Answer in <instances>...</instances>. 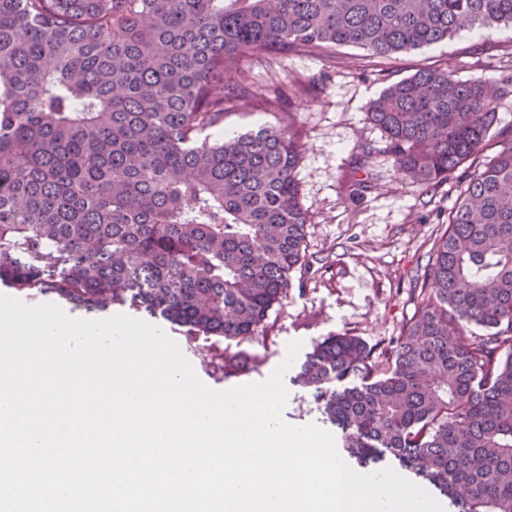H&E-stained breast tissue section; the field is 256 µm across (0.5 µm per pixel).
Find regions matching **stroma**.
Here are the masks:
<instances>
[{"instance_id":"stroma-1","label":"stroma","mask_w":512,"mask_h":512,"mask_svg":"<svg viewBox=\"0 0 512 512\" xmlns=\"http://www.w3.org/2000/svg\"><path fill=\"white\" fill-rule=\"evenodd\" d=\"M434 66L448 67L461 80L482 77L501 85L512 79V27L467 31L386 63L356 48L337 49L331 57L300 53L279 69L277 82L288 88V112L256 107L225 115L223 128L234 134L277 127L291 116L300 126L307 152L297 179L302 204L312 216L306 249L310 269L303 284L294 285L271 311L265 332L241 343L242 351L259 357L253 370L220 379L197 355H189L205 386L225 391L264 381L295 340L305 354L331 333L347 332L370 345L388 341L414 313L413 289L458 190L446 183L423 195L381 154L384 141L367 111L390 82ZM365 145L374 149L371 186L351 196L340 183ZM298 370L291 365L282 377L285 420L330 430L312 392L295 383Z\"/></svg>"}]
</instances>
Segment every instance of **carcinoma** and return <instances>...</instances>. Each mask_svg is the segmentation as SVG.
Listing matches in <instances>:
<instances>
[{
	"instance_id": "obj_1",
	"label": "carcinoma",
	"mask_w": 512,
	"mask_h": 512,
	"mask_svg": "<svg viewBox=\"0 0 512 512\" xmlns=\"http://www.w3.org/2000/svg\"><path fill=\"white\" fill-rule=\"evenodd\" d=\"M499 25L512 0H0V285L126 306L182 328L211 373L252 370L224 341L287 298L310 217L291 124L212 136L229 112L279 107L245 61L384 60ZM497 96L429 67L371 102L397 170L464 189L400 335L325 336L295 376L358 463L390 456L457 512H512V132L480 161ZM365 168L344 192L369 188Z\"/></svg>"
}]
</instances>
